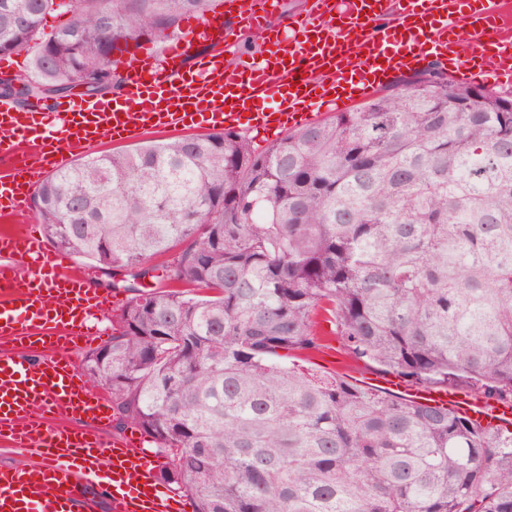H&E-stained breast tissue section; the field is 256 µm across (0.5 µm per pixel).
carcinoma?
Instances as JSON below:
<instances>
[{"instance_id": "cac0c4a2", "label": "carcinoma", "mask_w": 512, "mask_h": 512, "mask_svg": "<svg viewBox=\"0 0 512 512\" xmlns=\"http://www.w3.org/2000/svg\"><path fill=\"white\" fill-rule=\"evenodd\" d=\"M210 2L0 0V56L31 55L0 97L118 90L114 52ZM33 208L56 248L134 292L92 385L196 512H512V422L279 354L318 348L325 322L412 385L512 403L511 96L436 62L260 152L224 130L89 154Z\"/></svg>"}]
</instances>
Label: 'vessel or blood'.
<instances>
[{"instance_id": "vessel-or-blood-1", "label": "vessel or blood", "mask_w": 512, "mask_h": 512, "mask_svg": "<svg viewBox=\"0 0 512 512\" xmlns=\"http://www.w3.org/2000/svg\"><path fill=\"white\" fill-rule=\"evenodd\" d=\"M278 0H239L246 24L269 30ZM464 0H401L385 18L387 0H313L287 34L234 65L222 51L182 61L212 20L188 22L163 54L143 52L127 65L121 90L108 99L71 97L17 108L0 98V215L26 211L33 190L79 151L103 141L128 142L156 129L248 127L285 132L319 120L325 106L346 111L395 74L429 58L449 61L462 78L512 83V17L499 0L465 14ZM467 18L478 58L462 57L449 34ZM30 151L19 155V142ZM92 270L47 253L33 227L0 232V441L30 454L0 470V512H96L90 488L108 493L111 512H185L183 498L161 489L157 466L137 431L105 440L94 424L108 420L106 396L91 387L72 352L92 340L90 322L109 304L90 288ZM377 387L408 391L475 418L512 420V406L442 389H410L400 378ZM83 427L70 425V418Z\"/></svg>"}]
</instances>
